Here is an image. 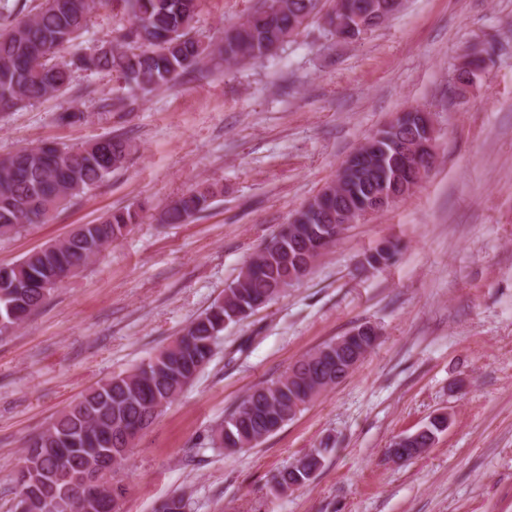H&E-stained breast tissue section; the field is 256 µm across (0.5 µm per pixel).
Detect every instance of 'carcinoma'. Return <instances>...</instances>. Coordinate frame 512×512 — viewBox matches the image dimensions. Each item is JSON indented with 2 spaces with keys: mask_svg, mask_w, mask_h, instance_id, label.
<instances>
[{
  "mask_svg": "<svg viewBox=\"0 0 512 512\" xmlns=\"http://www.w3.org/2000/svg\"><path fill=\"white\" fill-rule=\"evenodd\" d=\"M131 22L116 40L104 41L88 52L72 51L88 29L97 0H43L38 10L0 27V110L18 109L70 88L76 71L106 73L122 79L142 95L169 87L178 78L202 73L207 66L228 69L271 57L300 32L302 19L318 13L328 0H255L241 29L224 31L215 46L191 32L200 0H123ZM484 68L475 59L459 69L458 83L469 84ZM137 152L133 141L121 136L100 138L77 147L43 144L22 147L0 156V237L21 227L45 224L52 213L71 199L104 184L126 167ZM375 183L360 181L346 197H327L306 224H283L277 234L255 251L244 269L224 288V296L189 323L155 356L125 374L91 386L59 411L48 426L31 436L24 449L48 473L64 467L77 470L81 457L62 459L57 448L116 447L113 425L123 423L131 439L149 428L157 416L190 385L215 355L217 341L230 325L267 306L307 274L299 270L316 262L336 243V215L342 208L357 209ZM224 193L217 183H201L166 205L162 224H188L211 208ZM144 206L115 210L94 224H79L68 238L0 265V335L24 323L45 302L56 279L80 273L105 246L119 241L140 223ZM398 253L396 245L377 249L366 258L370 268L385 266ZM323 343L297 360L288 371L255 386L240 404L212 430L213 448L241 451L257 446L282 428L323 392L322 378L345 379L346 357L371 348V336H344ZM437 417L426 425L417 446L430 448L446 428ZM312 479L307 472L284 469L273 492L286 494ZM182 494L164 500L158 512H186Z\"/></svg>",
  "mask_w": 512,
  "mask_h": 512,
  "instance_id": "cac0c4a2",
  "label": "carcinoma"
}]
</instances>
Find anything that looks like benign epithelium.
Masks as SVG:
<instances>
[{"label": "benign epithelium", "instance_id": "1", "mask_svg": "<svg viewBox=\"0 0 512 512\" xmlns=\"http://www.w3.org/2000/svg\"><path fill=\"white\" fill-rule=\"evenodd\" d=\"M377 9L378 3L376 2L370 3L367 10L361 12L344 10L339 6L332 7L321 16L320 22L328 29L339 26L351 32L359 28L365 30L369 15L376 12ZM419 115L416 112L408 111L397 114L343 161L336 178L323 189V192L344 196L352 187L356 176L361 172L369 170L382 176L387 173L388 167L395 168L403 165L411 171L410 178L402 186L403 194H409L426 175L435 156V131L429 114L424 113L420 115L423 117V121L419 122L418 134L400 142L392 136V133L398 130L399 125L411 122ZM382 141L392 146L394 154H389L380 145ZM396 199H398L397 195L383 187H377L365 202L363 210L358 212L342 211L337 216V221L345 227L351 215L356 214L362 218L368 214L379 213ZM408 443L409 440L405 437L395 442L391 448L393 457L407 462L422 454V449L410 448ZM64 473L65 477L54 483V494L58 499L76 503L79 512H93V508L101 500L110 501L115 506L118 505L122 488L112 480V466L108 465L99 469L96 478L92 481L86 480L82 474H75L67 468L64 469Z\"/></svg>", "mask_w": 512, "mask_h": 512}]
</instances>
